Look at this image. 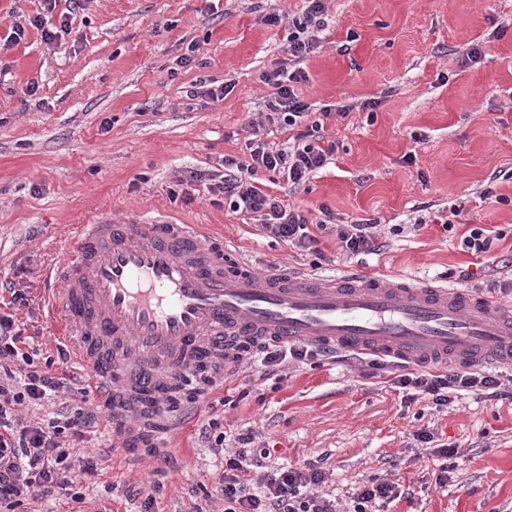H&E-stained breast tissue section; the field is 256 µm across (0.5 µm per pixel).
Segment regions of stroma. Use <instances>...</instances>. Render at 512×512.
<instances>
[{
    "label": "stroma",
    "mask_w": 512,
    "mask_h": 512,
    "mask_svg": "<svg viewBox=\"0 0 512 512\" xmlns=\"http://www.w3.org/2000/svg\"><path fill=\"white\" fill-rule=\"evenodd\" d=\"M327 7L321 47L305 59L308 80L296 92L315 112L348 106L346 117L325 123L334 159L297 191L278 175L258 178L303 210L327 206L337 223L377 222L382 249L351 259L338 253L335 234L320 231L318 263L207 192L224 156L245 157L251 129L270 146L286 145L288 131L265 121L271 89L262 81L287 60L286 33L262 18L299 15L304 0H58L55 11L69 14L72 31L51 45L30 27L19 43L7 41L13 23L42 12V0H0V271L26 300L11 313L34 368L79 385L31 406L29 416L98 401L80 360L61 358L63 332L45 303L48 272L66 259L82 224H198L258 271L360 270L481 294L491 280L512 279L510 269H488L489 257L512 261V0H328ZM471 44L482 58L461 65L459 53ZM187 54L192 63L181 65ZM203 82L234 89L215 102L198 94ZM187 179L199 192L189 204ZM447 219L456 238L442 228ZM475 224L499 235L490 256L460 246ZM282 370L277 383L242 368L202 408L218 415L225 434L253 431L255 448H275L282 462H319L335 494L395 462L414 496L389 512H512V399L467 394L444 411L408 405L390 372L363 379L350 355ZM257 383L264 400L239 399ZM421 428L464 451L459 488L436 487L431 470L413 463L408 442ZM83 446L97 475L72 468L71 493L25 501L24 512H96L103 503L126 512L120 487L151 481L160 484L155 512H196L203 495L192 480L215 463L197 415L174 439L173 466L137 462L113 447L106 411ZM75 491L82 501L72 499Z\"/></svg>",
    "instance_id": "stroma-1"
}]
</instances>
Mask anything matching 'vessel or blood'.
<instances>
[{"mask_svg":"<svg viewBox=\"0 0 512 512\" xmlns=\"http://www.w3.org/2000/svg\"><path fill=\"white\" fill-rule=\"evenodd\" d=\"M70 259L48 274L51 311L64 315L71 347L113 413L112 435L133 460L167 449L204 393L201 354L237 366L257 340L433 364H512V304L403 278L268 276L204 243L194 224L132 220L81 225ZM184 394L147 421L128 398L168 387Z\"/></svg>","mask_w":512,"mask_h":512,"instance_id":"vessel-or-blood-1","label":"vessel or blood"}]
</instances>
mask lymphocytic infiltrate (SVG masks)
<instances>
[{"label": "lymphocytic infiltrate", "instance_id": "lymphocytic-infiltrate-1", "mask_svg": "<svg viewBox=\"0 0 512 512\" xmlns=\"http://www.w3.org/2000/svg\"><path fill=\"white\" fill-rule=\"evenodd\" d=\"M326 15L327 0H306L302 14L291 19L265 16L266 25L284 27L291 58L290 63H278L263 74L264 83L273 89L266 108L270 119L282 129L293 131V143L277 149L255 141L249 145L248 161L225 157L224 175L209 192L222 194L231 212L256 214L268 237L297 250L317 252L316 231L331 227L344 254L369 255L380 249L371 224H335L334 214L325 206L320 207L318 218H310L283 199L264 192L254 181L256 173L265 170L300 187L313 172L328 164L336 149L335 142L326 141L322 133L324 122L335 115L346 116L347 106H323L319 118L313 120L309 106L295 92L296 84L307 79L301 64L317 49ZM21 341L13 318L0 313V512H15L28 499L53 495L61 486L60 467L68 459H76L86 473L97 470L92 456L77 451L85 432L97 424V407L78 405L58 412L56 417L34 422L22 417L23 406L41 402L48 393L64 388L65 383L32 370L31 357L21 348ZM383 370L392 372V383L407 402L422 400L440 411L464 392L489 400L505 394L499 378L481 368L432 371L418 363L380 357L362 362L360 367L365 378ZM208 428L215 435L213 454L224 458V470L218 478L223 512H385L386 506L401 496L396 482L375 475L349 501H332L321 491L327 476L320 467L272 462L267 448L251 455L247 446L253 436L249 433L239 435L237 447H225L219 421L209 419ZM412 438L416 447L437 461L436 486L446 487L459 465V449L439 442L437 435L426 429L413 432Z\"/></svg>", "mask_w": 512, "mask_h": 512}]
</instances>
